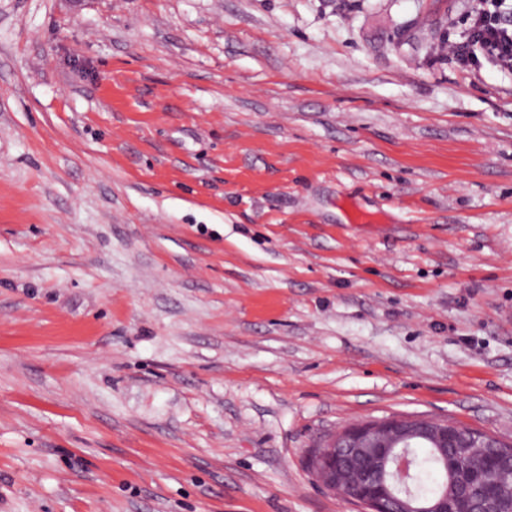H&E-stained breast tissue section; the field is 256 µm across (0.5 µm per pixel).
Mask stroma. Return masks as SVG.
Masks as SVG:
<instances>
[{
    "label": "stroma",
    "mask_w": 512,
    "mask_h": 512,
    "mask_svg": "<svg viewBox=\"0 0 512 512\" xmlns=\"http://www.w3.org/2000/svg\"><path fill=\"white\" fill-rule=\"evenodd\" d=\"M472 0H0V512H361L310 450L512 440V69ZM507 1H475L466 18L468 39L450 46L460 64L478 65L482 58L512 67V3L507 7Z\"/></svg>",
    "instance_id": "1"
}]
</instances>
